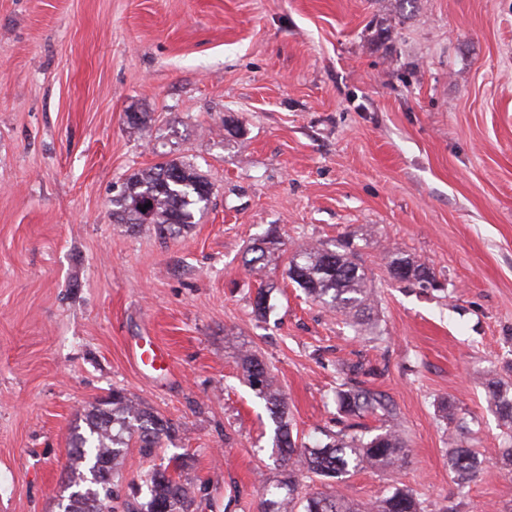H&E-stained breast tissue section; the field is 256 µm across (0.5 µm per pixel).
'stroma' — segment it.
Listing matches in <instances>:
<instances>
[{
	"label": "stroma",
	"mask_w": 512,
	"mask_h": 512,
	"mask_svg": "<svg viewBox=\"0 0 512 512\" xmlns=\"http://www.w3.org/2000/svg\"><path fill=\"white\" fill-rule=\"evenodd\" d=\"M175 158L214 186L199 223L167 240L115 223L126 179ZM272 230L278 259L246 269ZM344 239L375 290L358 332L287 276L299 245ZM395 251L434 285L393 278ZM137 340L165 364L138 366ZM246 349L299 440L407 441L397 470L303 492L512 512L483 385L512 387V0H0V512H58L70 430L116 390L175 426L127 450L120 497L177 456L197 512H261L281 469ZM349 381L392 413H339ZM452 436L477 457L464 490Z\"/></svg>",
	"instance_id": "stroma-1"
}]
</instances>
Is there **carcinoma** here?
Listing matches in <instances>:
<instances>
[{
	"label": "carcinoma",
	"instance_id": "1",
	"mask_svg": "<svg viewBox=\"0 0 512 512\" xmlns=\"http://www.w3.org/2000/svg\"><path fill=\"white\" fill-rule=\"evenodd\" d=\"M212 183L197 167L183 160L171 159L130 175L118 198L112 201V218L118 224L140 228L149 225L163 238H174L196 223V215L206 209ZM281 244L274 233L255 242L245 260L251 270L265 264ZM390 273L400 281L421 286L434 283L431 269L412 258L393 254ZM288 276L307 296L343 316L353 327L360 326L359 316L369 307L371 289L356 252L340 243L319 244L296 250L288 262ZM243 375L264 401L274 425V445L286 477L262 492L263 512H294L295 492L300 476L311 473L341 483L353 471L366 468H400L407 456L404 437L395 430H385L366 440L343 432L324 443H297L288 420V402L276 385L267 365L252 354L242 355ZM490 408L512 431V393L495 380L486 385ZM339 411L358 417L364 412L391 411L386 398L359 385L336 391ZM175 431L174 425L141 402L119 390L112 391V401L95 405L83 414V424L74 426L68 441V495L60 498V512H193L195 492L191 485L168 475L165 469H153L145 475L149 498L144 503L118 502L114 489L116 469L131 444L149 456ZM451 467L464 484L476 473L474 453L469 448H455ZM303 512H421L412 490L396 487L388 495L369 504L348 501L341 492L331 495L311 494Z\"/></svg>",
	"mask_w": 512,
	"mask_h": 512
}]
</instances>
